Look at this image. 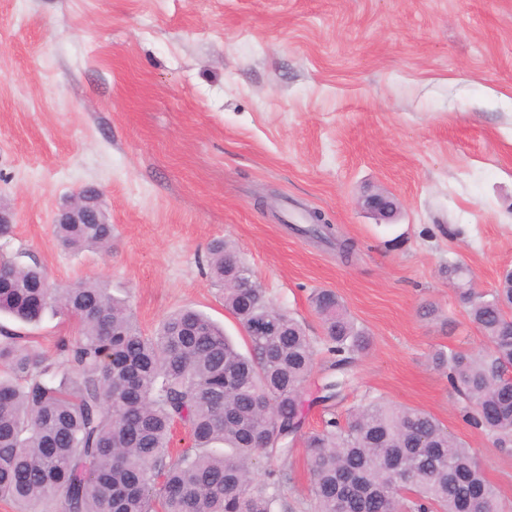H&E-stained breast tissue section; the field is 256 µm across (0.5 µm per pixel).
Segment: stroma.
Masks as SVG:
<instances>
[{
	"instance_id": "1",
	"label": "stroma",
	"mask_w": 512,
	"mask_h": 512,
	"mask_svg": "<svg viewBox=\"0 0 512 512\" xmlns=\"http://www.w3.org/2000/svg\"><path fill=\"white\" fill-rule=\"evenodd\" d=\"M87 187L113 227L107 255L54 241ZM380 190L395 223L359 204ZM0 206L14 219L1 255L99 282L147 334L194 308L248 349L209 274L218 239L313 341L310 296L335 291L372 338L339 417L368 395L429 412L512 512V454L462 420L429 362L485 347L449 263L482 291L512 268V0H0ZM311 210L350 256L302 234ZM26 332L55 362L78 323ZM288 466L290 512H312L302 442Z\"/></svg>"
}]
</instances>
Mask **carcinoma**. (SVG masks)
<instances>
[{"instance_id": "1", "label": "carcinoma", "mask_w": 512, "mask_h": 512, "mask_svg": "<svg viewBox=\"0 0 512 512\" xmlns=\"http://www.w3.org/2000/svg\"><path fill=\"white\" fill-rule=\"evenodd\" d=\"M54 232L67 251L112 249L98 203L88 223ZM207 263L248 337L247 355L199 311L174 312L146 336L127 301L99 283L53 286L39 263L0 259V314L31 324L51 312L81 325L58 363L0 326L1 499L23 512L49 499L62 512H288L286 462L300 435L314 512H500L472 449L422 409L372 398L344 422L331 412L303 431L302 388L317 351L335 374L322 396L332 401L371 336L336 292L321 289L311 297L324 325L318 350L231 246L212 243ZM460 298L486 347L436 350L431 362L462 398V419L512 453V269L493 291L470 286ZM177 421L191 446L173 460Z\"/></svg>"}]
</instances>
